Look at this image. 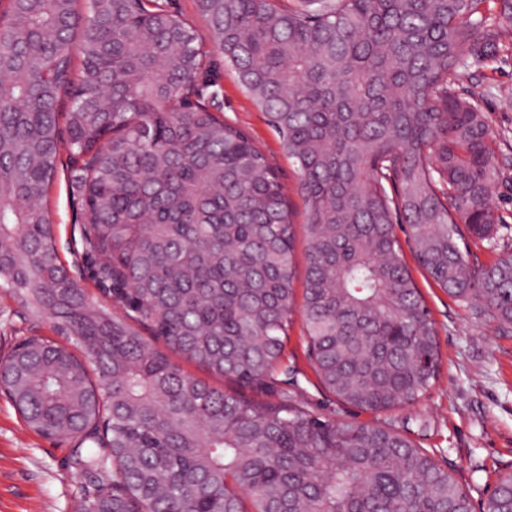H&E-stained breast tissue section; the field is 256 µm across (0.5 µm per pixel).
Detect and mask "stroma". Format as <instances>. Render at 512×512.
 Returning <instances> with one entry per match:
<instances>
[{"mask_svg": "<svg viewBox=\"0 0 512 512\" xmlns=\"http://www.w3.org/2000/svg\"><path fill=\"white\" fill-rule=\"evenodd\" d=\"M211 76L217 83L214 105L225 121L244 131L264 153L288 190L295 223L305 220L297 194V171L279 134L238 81L219 51L211 53ZM460 89L481 93L503 171L493 202L500 217L499 236L512 240V54L459 68ZM57 176L47 206L62 262L80 277L69 250L74 210L66 173L71 166L60 153ZM404 259L436 322L441 363L432 389L414 405L388 413V420L420 447L433 451L439 465L469 490L474 512H484L501 474L512 471V325L475 314L418 267L405 232H398ZM49 318H37L16 293L0 289V354L27 336L52 335ZM302 322L294 320L285 357L269 382L265 397L289 395L305 407L336 420H370V413L339 401L318 382L304 354ZM71 442L47 438L27 428L8 397L0 393V512H74L76 478L69 466Z\"/></svg>", "mask_w": 512, "mask_h": 512, "instance_id": "35a3bbf8", "label": "stroma"}]
</instances>
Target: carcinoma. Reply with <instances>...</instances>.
Segmentation results:
<instances>
[{
	"label": "carcinoma",
	"mask_w": 512,
	"mask_h": 512,
	"mask_svg": "<svg viewBox=\"0 0 512 512\" xmlns=\"http://www.w3.org/2000/svg\"><path fill=\"white\" fill-rule=\"evenodd\" d=\"M198 3L299 170L306 224L264 154L210 105L218 92L196 83L208 52L164 0H8L0 288L73 347L25 339L0 358V388L31 430L75 441L79 512H472L398 430L256 394L297 310L309 361L342 402L386 412L431 388L437 327L397 224L440 287L512 324V248L479 268L468 244L498 237V144L479 97L458 90L467 56L512 51L497 19L512 21V0ZM62 146L77 162L74 243L118 313L60 265L44 197ZM487 512H512V473Z\"/></svg>",
	"instance_id": "carcinoma-1"
}]
</instances>
